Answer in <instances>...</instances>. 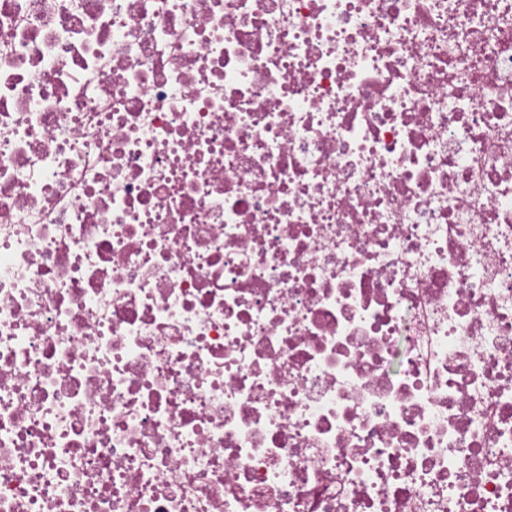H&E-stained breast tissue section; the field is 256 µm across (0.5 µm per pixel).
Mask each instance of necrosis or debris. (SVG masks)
Here are the masks:
<instances>
[{"instance_id": "obj_1", "label": "necrosis or debris", "mask_w": 512, "mask_h": 512, "mask_svg": "<svg viewBox=\"0 0 512 512\" xmlns=\"http://www.w3.org/2000/svg\"><path fill=\"white\" fill-rule=\"evenodd\" d=\"M0 512H512V0H0Z\"/></svg>"}]
</instances>
